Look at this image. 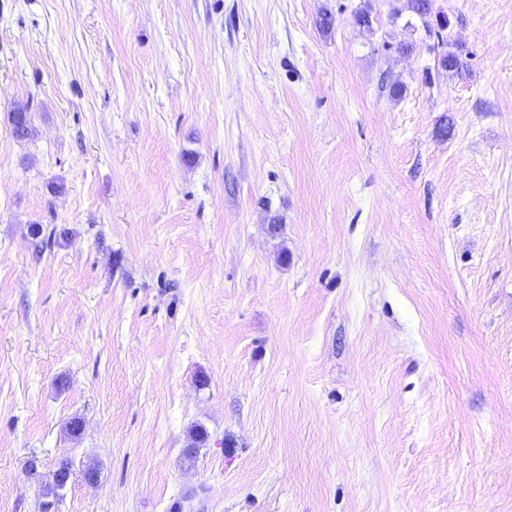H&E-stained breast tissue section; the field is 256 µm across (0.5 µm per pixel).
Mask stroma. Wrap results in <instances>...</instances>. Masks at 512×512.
Returning a JSON list of instances; mask_svg holds the SVG:
<instances>
[{
  "mask_svg": "<svg viewBox=\"0 0 512 512\" xmlns=\"http://www.w3.org/2000/svg\"><path fill=\"white\" fill-rule=\"evenodd\" d=\"M403 4L0 0V512H512V0Z\"/></svg>",
  "mask_w": 512,
  "mask_h": 512,
  "instance_id": "35a3bbf8",
  "label": "stroma"
}]
</instances>
